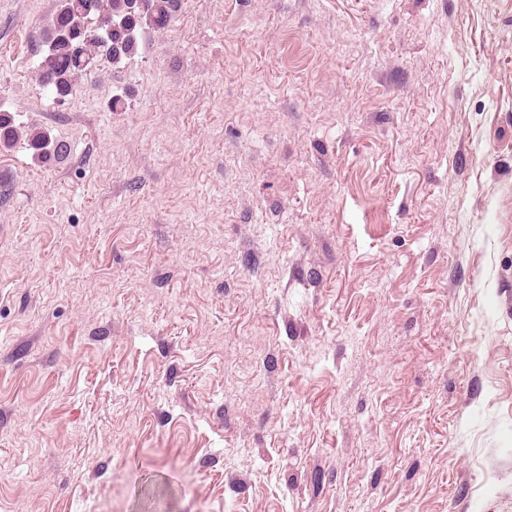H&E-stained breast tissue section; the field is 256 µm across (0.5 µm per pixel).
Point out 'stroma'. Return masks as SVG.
Segmentation results:
<instances>
[{
  "label": "stroma",
  "mask_w": 512,
  "mask_h": 512,
  "mask_svg": "<svg viewBox=\"0 0 512 512\" xmlns=\"http://www.w3.org/2000/svg\"><path fill=\"white\" fill-rule=\"evenodd\" d=\"M55 9L0 0L69 150L0 151V512H512V0H180L62 100Z\"/></svg>",
  "instance_id": "35a3bbf8"
}]
</instances>
